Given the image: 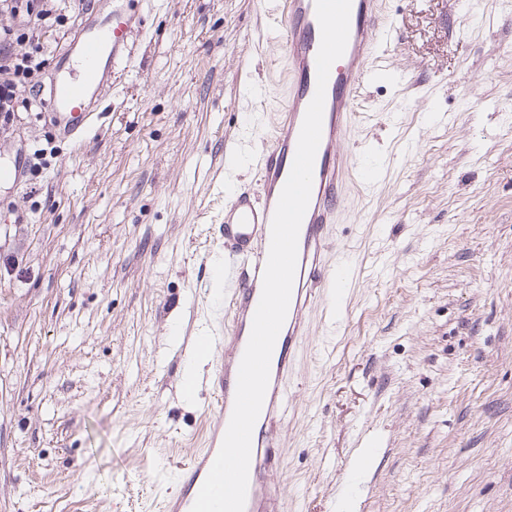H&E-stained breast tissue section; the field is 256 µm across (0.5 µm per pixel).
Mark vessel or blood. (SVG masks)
I'll return each instance as SVG.
<instances>
[{
    "label": "vessel or blood",
    "mask_w": 512,
    "mask_h": 512,
    "mask_svg": "<svg viewBox=\"0 0 512 512\" xmlns=\"http://www.w3.org/2000/svg\"><path fill=\"white\" fill-rule=\"evenodd\" d=\"M106 16L75 44L76 58L59 59L45 108L61 138L79 145L101 114L98 91L112 69L129 56L127 34L140 25L136 0ZM273 23L287 59L288 96L272 139L260 152L259 192L237 188L224 204V257L219 269L228 286L224 321L206 346L215 351L211 387L216 419L208 444L183 468L181 490L169 499L165 512H190L219 451L233 410L238 368L248 343L253 317L262 294L271 223L280 193L289 177L306 109L317 87L316 55L321 31L315 0H276L263 8ZM383 0H351L349 38L344 55L331 67L326 90L321 141L316 153L313 184L299 238L296 272L285 322L276 339L270 378L261 413L252 434L245 512H285L286 501L277 477L284 468L280 450L287 428L288 380L300 349L311 334V317L321 288L333 282L331 233L347 192L350 156L343 145L355 122L352 103L360 80L376 56L380 40L391 38Z\"/></svg>",
    "instance_id": "1"
}]
</instances>
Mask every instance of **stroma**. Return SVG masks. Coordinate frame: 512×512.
Returning <instances> with one entry per match:
<instances>
[{
  "mask_svg": "<svg viewBox=\"0 0 512 512\" xmlns=\"http://www.w3.org/2000/svg\"><path fill=\"white\" fill-rule=\"evenodd\" d=\"M114 0H60L52 60ZM80 149L39 100L0 129V512H160L214 416L221 224L286 100L256 0H144ZM331 259L347 309L304 343L287 512H512V0H385ZM352 495H344V485Z\"/></svg>",
  "mask_w": 512,
  "mask_h": 512,
  "instance_id": "1",
  "label": "stroma"
}]
</instances>
